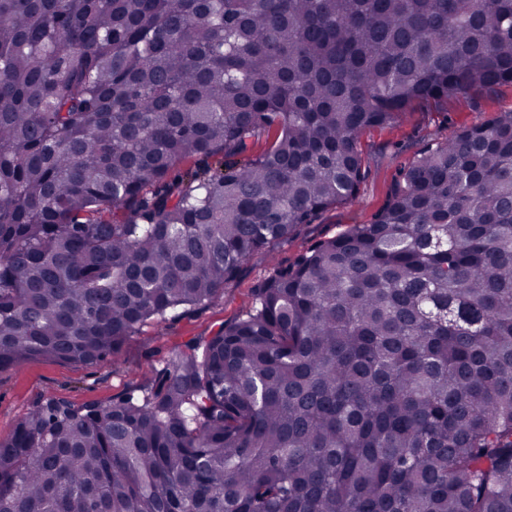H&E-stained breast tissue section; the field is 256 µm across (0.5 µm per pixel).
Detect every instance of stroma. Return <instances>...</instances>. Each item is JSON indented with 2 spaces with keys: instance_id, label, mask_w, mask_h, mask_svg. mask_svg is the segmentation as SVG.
I'll use <instances>...</instances> for the list:
<instances>
[{
  "instance_id": "35a3bbf8",
  "label": "stroma",
  "mask_w": 512,
  "mask_h": 512,
  "mask_svg": "<svg viewBox=\"0 0 512 512\" xmlns=\"http://www.w3.org/2000/svg\"><path fill=\"white\" fill-rule=\"evenodd\" d=\"M510 111L512 86H504L451 100L444 112L414 110L395 124L368 131L362 138L367 160L357 198L318 213L270 252L248 260L237 280L208 305L180 308L146 322L117 356L93 365L43 360L0 371V440L9 439L18 422L44 398L58 397L76 406L105 404L151 385L157 370L177 350L212 336L241 314L251 303L253 288L274 269L292 265L316 241L334 237L350 225L370 223L386 206L401 167L433 139L490 123Z\"/></svg>"
}]
</instances>
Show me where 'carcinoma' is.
Masks as SVG:
<instances>
[{
    "instance_id": "obj_1",
    "label": "carcinoma",
    "mask_w": 512,
    "mask_h": 512,
    "mask_svg": "<svg viewBox=\"0 0 512 512\" xmlns=\"http://www.w3.org/2000/svg\"><path fill=\"white\" fill-rule=\"evenodd\" d=\"M503 85L512 0H0V371L208 305L353 202L367 130ZM95 508L512 512V111L150 386L0 441V512Z\"/></svg>"
}]
</instances>
